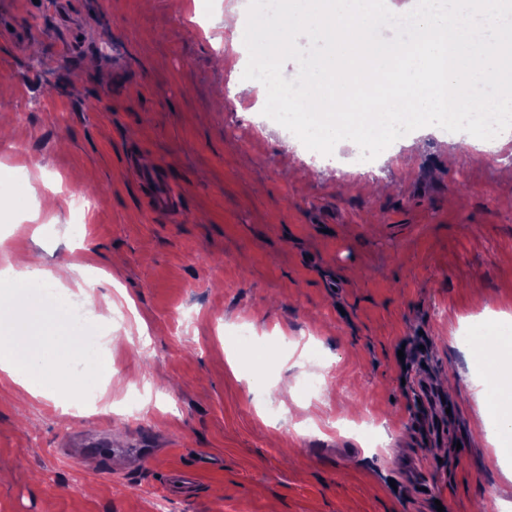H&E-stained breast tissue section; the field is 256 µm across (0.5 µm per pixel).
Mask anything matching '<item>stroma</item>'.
<instances>
[{"label":"stroma","mask_w":512,"mask_h":512,"mask_svg":"<svg viewBox=\"0 0 512 512\" xmlns=\"http://www.w3.org/2000/svg\"><path fill=\"white\" fill-rule=\"evenodd\" d=\"M240 2L67 0L63 29L46 0H0V165L25 174L0 251L90 255L88 353L113 369L76 410L0 380V512H512V450L479 417L499 388L466 341L512 315V143L399 140L369 178L307 149L242 77L222 23ZM133 154L177 216L147 210ZM418 343L424 399L398 357ZM102 428L117 455L61 459ZM146 435L159 448L131 453ZM201 460L194 493L168 491Z\"/></svg>","instance_id":"1"}]
</instances>
